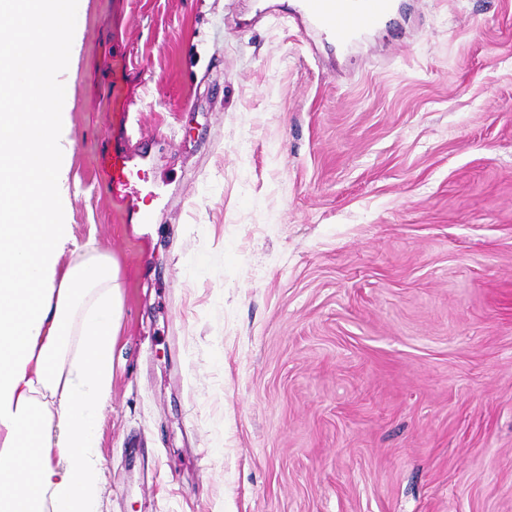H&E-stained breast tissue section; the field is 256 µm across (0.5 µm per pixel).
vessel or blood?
<instances>
[{
  "label": "vessel or blood",
  "mask_w": 512,
  "mask_h": 512,
  "mask_svg": "<svg viewBox=\"0 0 512 512\" xmlns=\"http://www.w3.org/2000/svg\"><path fill=\"white\" fill-rule=\"evenodd\" d=\"M300 11L312 22L321 38L339 48H347L358 37L378 26L390 22L394 0H299ZM110 102L117 124H127L136 104L128 88L113 83ZM134 148L129 142H118L103 161L107 182L113 195L121 199L128 211L139 213L137 196L130 193L134 180L130 158Z\"/></svg>",
  "instance_id": "vessel-or-blood-1"
}]
</instances>
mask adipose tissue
Instances as JSON below:
<instances>
[{"label": "adipose tissue", "instance_id": "obj_1", "mask_svg": "<svg viewBox=\"0 0 512 512\" xmlns=\"http://www.w3.org/2000/svg\"><path fill=\"white\" fill-rule=\"evenodd\" d=\"M85 0H0V512H100L117 264L69 222L66 87ZM72 253L68 267L60 258Z\"/></svg>", "mask_w": 512, "mask_h": 512}]
</instances>
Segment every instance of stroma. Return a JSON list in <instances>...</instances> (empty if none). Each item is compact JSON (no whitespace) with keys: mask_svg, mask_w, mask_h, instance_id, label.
<instances>
[{"mask_svg":"<svg viewBox=\"0 0 512 512\" xmlns=\"http://www.w3.org/2000/svg\"><path fill=\"white\" fill-rule=\"evenodd\" d=\"M86 0L78 242L117 260L101 512H512V0ZM125 55L146 152L101 190ZM321 38L345 49L358 37L392 21L394 0H298Z\"/></svg>","mask_w":512,"mask_h":512,"instance_id":"35a3bbf8","label":"stroma"}]
</instances>
